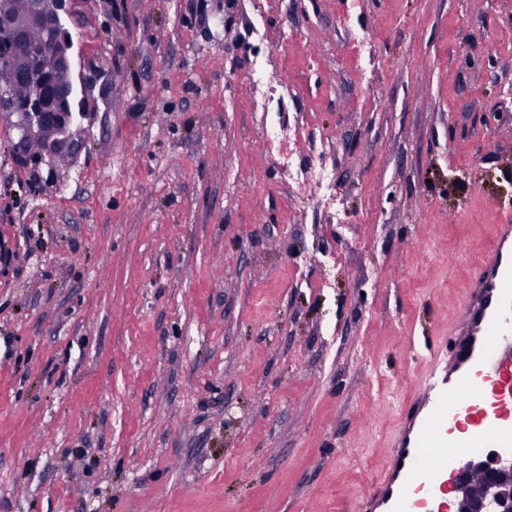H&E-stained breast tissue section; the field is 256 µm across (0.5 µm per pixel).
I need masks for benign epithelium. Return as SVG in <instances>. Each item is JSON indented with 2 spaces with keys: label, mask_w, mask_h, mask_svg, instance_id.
Segmentation results:
<instances>
[{
  "label": "benign epithelium",
  "mask_w": 512,
  "mask_h": 512,
  "mask_svg": "<svg viewBox=\"0 0 512 512\" xmlns=\"http://www.w3.org/2000/svg\"><path fill=\"white\" fill-rule=\"evenodd\" d=\"M61 3L62 0H34V19L49 20L45 48L29 74V82L42 87V92L21 107L29 130L49 126L55 131V141L45 149L52 159L73 147L69 129L75 111L74 86L60 91L53 88L57 64L71 65V42L59 19ZM25 39V32L0 16V52L14 42L24 43ZM452 489L456 493L454 512H512V461L495 458L470 464L454 480Z\"/></svg>",
  "instance_id": "obj_1"
}]
</instances>
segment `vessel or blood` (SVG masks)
<instances>
[{
    "label": "vessel or blood",
    "instance_id": "1",
    "mask_svg": "<svg viewBox=\"0 0 512 512\" xmlns=\"http://www.w3.org/2000/svg\"><path fill=\"white\" fill-rule=\"evenodd\" d=\"M451 347L430 350L369 512H446L449 474L491 448L512 455V224L496 225Z\"/></svg>",
    "mask_w": 512,
    "mask_h": 512
}]
</instances>
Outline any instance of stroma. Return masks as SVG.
<instances>
[{
  "instance_id": "stroma-1",
  "label": "stroma",
  "mask_w": 512,
  "mask_h": 512,
  "mask_svg": "<svg viewBox=\"0 0 512 512\" xmlns=\"http://www.w3.org/2000/svg\"><path fill=\"white\" fill-rule=\"evenodd\" d=\"M78 154L0 111V512H358L512 219V0H65Z\"/></svg>"
}]
</instances>
